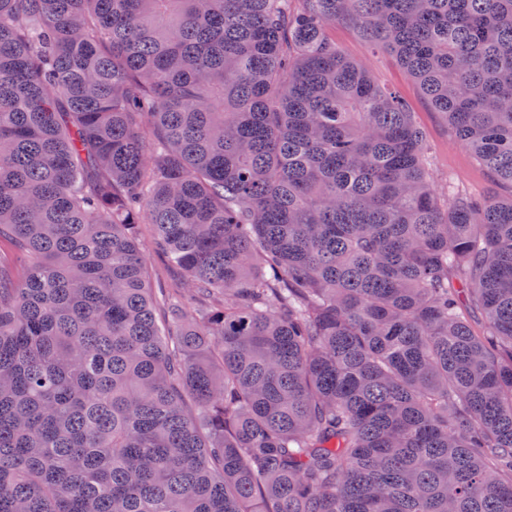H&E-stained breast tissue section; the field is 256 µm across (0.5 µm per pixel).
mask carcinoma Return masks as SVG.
<instances>
[{
	"label": "carcinoma",
	"instance_id": "1",
	"mask_svg": "<svg viewBox=\"0 0 512 512\" xmlns=\"http://www.w3.org/2000/svg\"><path fill=\"white\" fill-rule=\"evenodd\" d=\"M337 24L512 188V0H0V512H512V193ZM330 35L344 55L369 66L379 83L395 89L406 99L415 112L417 122L425 129L428 143L436 157L438 187L445 185V178L448 180V173H451L470 187L484 189L488 183L487 177L474 166L470 154L450 134L441 115L433 112L394 56L385 51L371 53L348 26L336 25Z\"/></svg>",
	"mask_w": 512,
	"mask_h": 512
}]
</instances>
